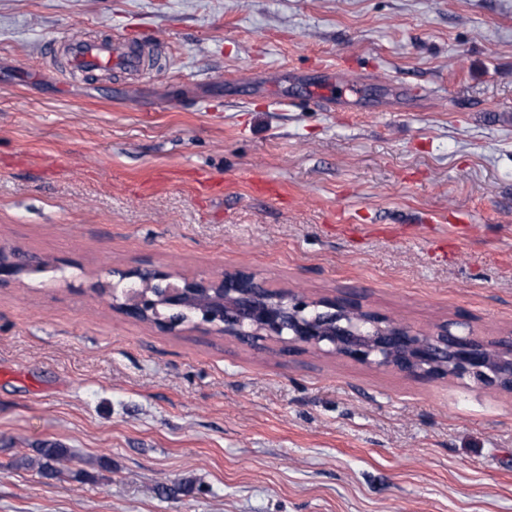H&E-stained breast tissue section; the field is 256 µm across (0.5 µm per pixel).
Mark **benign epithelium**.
I'll use <instances>...</instances> for the list:
<instances>
[{"label": "benign epithelium", "mask_w": 512, "mask_h": 512, "mask_svg": "<svg viewBox=\"0 0 512 512\" xmlns=\"http://www.w3.org/2000/svg\"><path fill=\"white\" fill-rule=\"evenodd\" d=\"M30 266L23 254L0 247V286ZM125 288L112 305L126 318L149 322L164 308V331L206 324L256 348L315 350L355 363L391 368L424 380L469 379L512 392V334L484 339L456 321L414 330L350 298L308 299L273 289L246 270L182 277L155 267L125 271Z\"/></svg>", "instance_id": "7a95c632"}]
</instances>
